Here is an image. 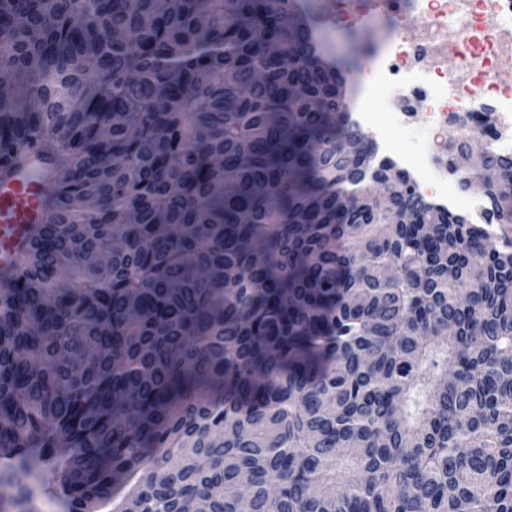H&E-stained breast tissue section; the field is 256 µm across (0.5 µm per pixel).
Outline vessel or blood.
Instances as JSON below:
<instances>
[{
  "label": "vessel or blood",
  "instance_id": "b4317fda",
  "mask_svg": "<svg viewBox=\"0 0 512 512\" xmlns=\"http://www.w3.org/2000/svg\"><path fill=\"white\" fill-rule=\"evenodd\" d=\"M52 176L51 162L36 156L13 177L0 182V269L10 265L28 229L41 223L40 198Z\"/></svg>",
  "mask_w": 512,
  "mask_h": 512
}]
</instances>
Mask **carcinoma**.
<instances>
[{
  "instance_id": "cac0c4a2",
  "label": "carcinoma",
  "mask_w": 512,
  "mask_h": 512,
  "mask_svg": "<svg viewBox=\"0 0 512 512\" xmlns=\"http://www.w3.org/2000/svg\"><path fill=\"white\" fill-rule=\"evenodd\" d=\"M357 68L306 0H0V178L54 166L0 278V512H512V243L375 163Z\"/></svg>"
}]
</instances>
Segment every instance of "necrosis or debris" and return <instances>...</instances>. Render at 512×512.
Segmentation results:
<instances>
[{"label":"necrosis or debris","instance_id":"1","mask_svg":"<svg viewBox=\"0 0 512 512\" xmlns=\"http://www.w3.org/2000/svg\"><path fill=\"white\" fill-rule=\"evenodd\" d=\"M389 33L370 69L404 101L390 123L413 132L425 109L433 130L461 120L493 152L512 157V0H369Z\"/></svg>","mask_w":512,"mask_h":512}]
</instances>
